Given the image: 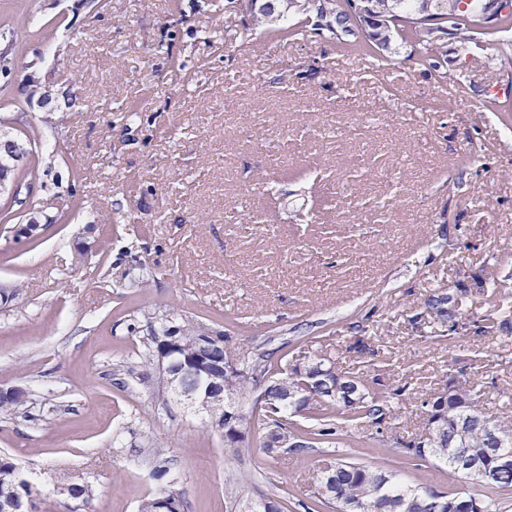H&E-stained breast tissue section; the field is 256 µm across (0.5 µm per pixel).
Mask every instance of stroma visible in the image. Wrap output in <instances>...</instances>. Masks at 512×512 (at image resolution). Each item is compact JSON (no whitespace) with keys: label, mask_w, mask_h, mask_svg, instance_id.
Instances as JSON below:
<instances>
[{"label":"stroma","mask_w":512,"mask_h":512,"mask_svg":"<svg viewBox=\"0 0 512 512\" xmlns=\"http://www.w3.org/2000/svg\"><path fill=\"white\" fill-rule=\"evenodd\" d=\"M0 41L13 59L0 138L26 149L0 190L13 215L0 290L14 293L0 300V388L27 395L0 415V455L38 512H64L63 478L94 490L76 512H137L160 487L152 441L184 512H228L231 476L243 497L272 491L308 512V475L331 458L512 512V490L397 446L452 376L512 424V331L473 328L495 311L512 320V65L494 66V38L467 55L448 43L437 78L400 41L381 61L310 32L252 40L224 0H0ZM33 70L51 107L30 94ZM32 214L36 246L13 232ZM493 283L509 287L497 306ZM440 287L461 312L450 335L426 311ZM171 308L227 333L237 360L296 364L314 349L407 392L376 447L352 430L275 458L246 401L249 450L228 457L200 415L136 382L147 322ZM149 444L153 448L154 455L156 458V463L152 472V476L155 479L162 482V484L164 485V489L167 490L170 495L175 496L176 501L174 507L178 510H181L179 512H182L183 500L181 497V493L177 489L180 482V477L169 467L168 460L167 458L164 457V449L158 448L160 446H156V444H154L153 441L149 442Z\"/></svg>","instance_id":"1"}]
</instances>
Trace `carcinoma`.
<instances>
[{"instance_id": "obj_1", "label": "carcinoma", "mask_w": 512, "mask_h": 512, "mask_svg": "<svg viewBox=\"0 0 512 512\" xmlns=\"http://www.w3.org/2000/svg\"><path fill=\"white\" fill-rule=\"evenodd\" d=\"M258 0H226L240 12L249 35L274 38L294 37L312 31L357 55L383 60L393 53L397 39L415 47L414 64L428 72L440 69L442 36L467 52L476 35L512 28V11L490 21L485 17L487 0H274V7L263 8ZM428 313L454 332L459 309L448 289L440 288L426 303ZM211 328L195 322L176 309H168L149 322L148 337L137 357L142 368L139 381L167 392L164 376L169 366L208 356L215 362L209 372L193 373L187 380L205 392L218 377L224 395L243 401L254 388L262 389L269 411L261 414L263 448L273 458L281 453L305 452L319 444L336 443L337 430L346 423H367L376 429L392 415V400L404 388L376 391L366 380L349 377L335 370L333 362L307 351L303 362L272 365L266 355L254 362L239 364L227 348L228 336L222 331L209 335ZM169 336L174 343L163 351L157 337ZM24 406L18 392L0 395V413L8 415ZM426 423L421 432L403 443L402 453L420 459L432 457L450 468V475L478 480L497 493L512 489V426H505L486 415L479 405L476 387L453 377L444 388L422 401ZM304 415L313 424L298 426L292 417ZM156 463L152 476L175 497L174 507L183 509L178 491L180 477L169 467L164 449L151 444ZM248 450L243 426L224 424V451L239 457ZM311 483L317 501L336 512H454L460 490L437 489L428 484L406 486L392 471L381 466L337 460L314 471ZM59 493L69 501L88 502L90 485L58 483ZM28 487L18 481L16 464L0 457V512H23ZM226 501L233 512H283L274 492L249 501L239 496L235 478L227 479Z\"/></svg>"}]
</instances>
